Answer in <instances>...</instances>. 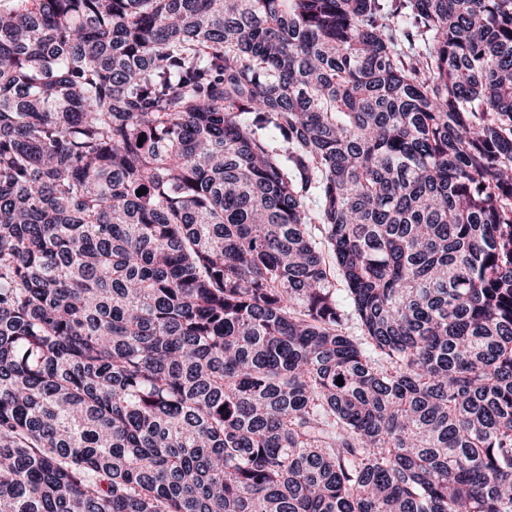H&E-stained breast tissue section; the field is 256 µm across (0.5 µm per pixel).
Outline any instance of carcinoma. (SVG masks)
Returning a JSON list of instances; mask_svg holds the SVG:
<instances>
[{"instance_id":"carcinoma-1","label":"carcinoma","mask_w":512,"mask_h":512,"mask_svg":"<svg viewBox=\"0 0 512 512\" xmlns=\"http://www.w3.org/2000/svg\"><path fill=\"white\" fill-rule=\"evenodd\" d=\"M0 512H512V0H0Z\"/></svg>"}]
</instances>
